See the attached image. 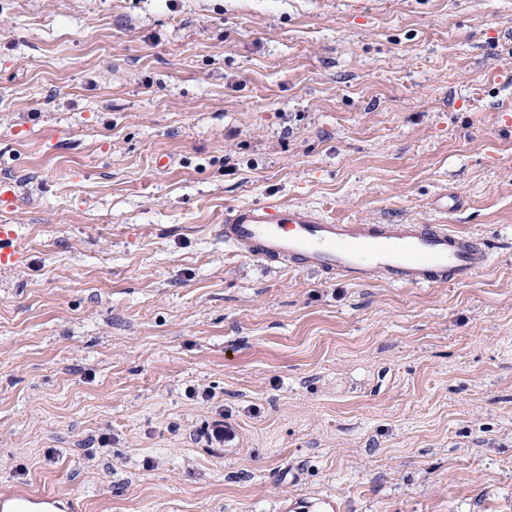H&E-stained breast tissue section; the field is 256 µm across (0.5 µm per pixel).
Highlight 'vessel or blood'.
I'll use <instances>...</instances> for the list:
<instances>
[{"mask_svg":"<svg viewBox=\"0 0 512 512\" xmlns=\"http://www.w3.org/2000/svg\"><path fill=\"white\" fill-rule=\"evenodd\" d=\"M224 243L247 257L357 284L417 288L467 282L490 260L480 239L441 224H338L298 203L238 207L224 218Z\"/></svg>","mask_w":512,"mask_h":512,"instance_id":"1","label":"vessel or blood"}]
</instances>
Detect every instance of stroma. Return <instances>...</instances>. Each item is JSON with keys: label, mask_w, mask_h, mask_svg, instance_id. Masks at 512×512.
Here are the masks:
<instances>
[{"label": "stroma", "mask_w": 512, "mask_h": 512, "mask_svg": "<svg viewBox=\"0 0 512 512\" xmlns=\"http://www.w3.org/2000/svg\"><path fill=\"white\" fill-rule=\"evenodd\" d=\"M1 183L0 491L512 512V0H0ZM296 202L491 261L413 288L225 248Z\"/></svg>", "instance_id": "1"}]
</instances>
